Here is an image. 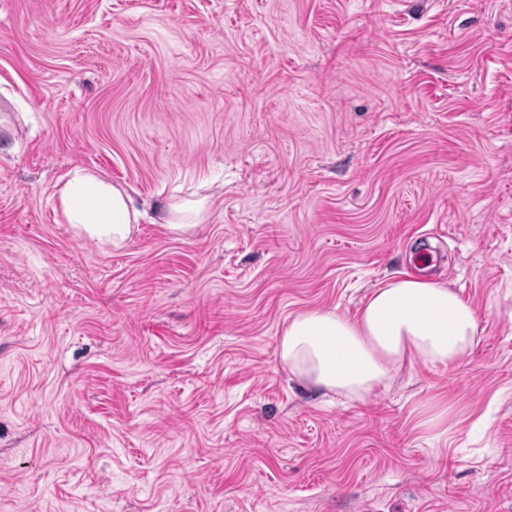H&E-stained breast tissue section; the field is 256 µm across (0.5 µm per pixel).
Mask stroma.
<instances>
[{
    "instance_id": "stroma-1",
    "label": "stroma",
    "mask_w": 512,
    "mask_h": 512,
    "mask_svg": "<svg viewBox=\"0 0 512 512\" xmlns=\"http://www.w3.org/2000/svg\"><path fill=\"white\" fill-rule=\"evenodd\" d=\"M419 269L472 352L290 380L289 316ZM0 512H512V0H0ZM57 194L66 224L115 249L130 239L142 217L126 189L86 168L70 170ZM207 196L197 199H183L171 195L166 205V215L163 216L166 228L172 232L182 233L195 226L194 221L205 209Z\"/></svg>"
}]
</instances>
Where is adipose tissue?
I'll return each instance as SVG.
<instances>
[{"label": "adipose tissue", "mask_w": 512, "mask_h": 512, "mask_svg": "<svg viewBox=\"0 0 512 512\" xmlns=\"http://www.w3.org/2000/svg\"><path fill=\"white\" fill-rule=\"evenodd\" d=\"M58 200L77 233L116 249L142 217L126 189L82 167L63 177ZM478 341L472 304L446 283L407 274L373 288L354 318L320 308L289 317L279 358L305 387L361 401L387 388L404 364L450 367Z\"/></svg>", "instance_id": "obj_1"}]
</instances>
